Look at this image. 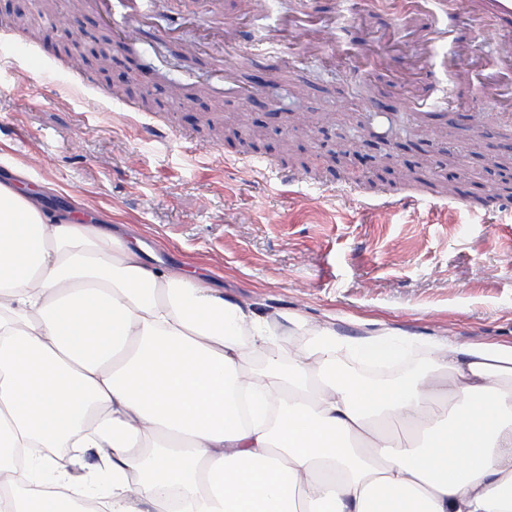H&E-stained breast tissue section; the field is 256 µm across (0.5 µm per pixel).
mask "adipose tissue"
I'll return each instance as SVG.
<instances>
[{
	"label": "adipose tissue",
	"mask_w": 512,
	"mask_h": 512,
	"mask_svg": "<svg viewBox=\"0 0 512 512\" xmlns=\"http://www.w3.org/2000/svg\"><path fill=\"white\" fill-rule=\"evenodd\" d=\"M0 168V512H512V339L382 383L410 341L293 317L255 371L274 322Z\"/></svg>",
	"instance_id": "ef3b65f1"
}]
</instances>
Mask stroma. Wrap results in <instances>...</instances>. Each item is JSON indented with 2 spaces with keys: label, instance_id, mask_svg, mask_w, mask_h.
<instances>
[{
  "label": "stroma",
  "instance_id": "obj_1",
  "mask_svg": "<svg viewBox=\"0 0 512 512\" xmlns=\"http://www.w3.org/2000/svg\"><path fill=\"white\" fill-rule=\"evenodd\" d=\"M36 0H15L32 19L19 43L0 29V155L25 167L47 210L73 208L130 225L149 262L224 276L225 292L253 300L272 319L295 314L333 319L358 338L371 320L415 342L449 336L462 343L512 338V213L491 201L512 173L487 169L468 144L483 136L497 153L504 123L489 119L479 78L512 55V32L469 20L453 27L443 52L473 44L448 70L411 67L412 33L431 16L399 6L346 9L344 0H151L150 17L128 26L134 52L112 71L67 54L59 18L100 30L98 12L73 14L58 0L42 16ZM309 26L283 51L289 74L307 82L302 101L287 85L255 93L269 59L256 35L294 10ZM239 59L237 83L253 91L214 109L203 99L184 109L171 94ZM94 88H83L81 77ZM126 84L120 98L99 90ZM152 93L157 107L141 104ZM453 125L451 144L411 118L419 102ZM250 110L262 124L254 146L215 139L209 122L232 123ZM374 128L359 157L330 170L318 154ZM299 150L281 152L282 137ZM469 159L458 177L447 151ZM302 177L301 186L288 183ZM457 179L448 197L422 179ZM415 196L383 208L380 197Z\"/></svg>",
  "mask_w": 512,
  "mask_h": 512
}]
</instances>
